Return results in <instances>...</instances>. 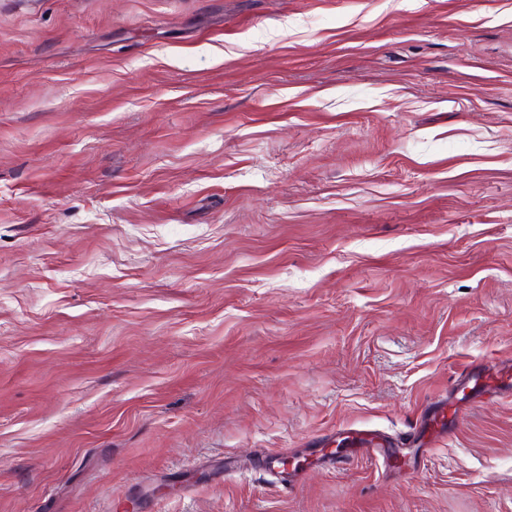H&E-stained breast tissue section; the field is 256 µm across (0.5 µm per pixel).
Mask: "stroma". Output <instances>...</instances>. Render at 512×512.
Here are the masks:
<instances>
[{"label":"stroma","mask_w":512,"mask_h":512,"mask_svg":"<svg viewBox=\"0 0 512 512\" xmlns=\"http://www.w3.org/2000/svg\"><path fill=\"white\" fill-rule=\"evenodd\" d=\"M508 361L512 0H0V512H512ZM354 439L359 446V457H376L379 453L377 446H383L386 442L384 436L371 429L356 431Z\"/></svg>","instance_id":"35a3bbf8"}]
</instances>
